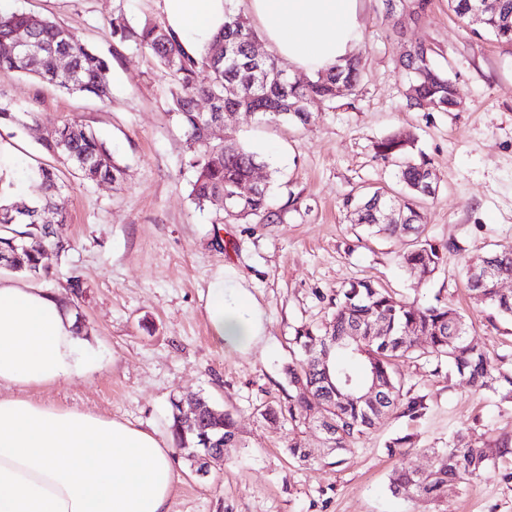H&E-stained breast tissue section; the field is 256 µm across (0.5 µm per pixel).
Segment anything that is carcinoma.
<instances>
[{"label": "carcinoma", "instance_id": "carcinoma-1", "mask_svg": "<svg viewBox=\"0 0 512 512\" xmlns=\"http://www.w3.org/2000/svg\"><path fill=\"white\" fill-rule=\"evenodd\" d=\"M484 0H448L449 9L465 24L472 23ZM491 8L481 12L478 28L503 44H512V0H490ZM393 16L421 18L430 0H385ZM112 37L132 41L147 50L159 66L170 75L172 110L185 130L189 148L186 167L192 172L189 197L203 209L228 197L236 220L257 218L268 221L273 212L268 207L266 186L242 200L233 197L237 186L259 164L257 154L234 137L227 141L209 136L211 112H245L266 121L306 124L310 121L305 105L310 99L331 104L336 90L343 87L353 93L358 85L363 57L356 53L345 65L316 74L296 85L282 78V68L275 57L254 54L256 33L250 20L230 7L227 21L207 47L197 55L186 52L166 26L145 24L131 26L122 10L109 21ZM30 39L40 44V62L34 67L25 63L15 51V43ZM66 54L73 65L68 74L56 71V55ZM397 66L405 74L408 86L414 87L413 100H425L439 112L451 111L458 99L456 84L448 71L437 64L434 50L423 43L410 46L399 57ZM112 63L91 50L73 33L50 19L34 13H0V69L31 74L40 81L69 93L91 95L105 103L111 97ZM208 72L205 82L198 73ZM210 103L209 111L199 110V102ZM38 123L39 113L31 109H14L0 104V127ZM44 150L60 159L74 176L87 184L102 179L120 181L124 169L113 160L104 140L75 118L53 125L52 135L42 140ZM412 137L399 132L376 145V154L396 163V178L401 186L395 196L376 189L349 195L343 207L353 224H360L369 234L384 237H409L410 249L399 256L402 267L421 279L440 270L448 254L458 250L454 242L436 244L423 237L420 205L435 196L438 178L424 156H415ZM37 175L46 191L44 202H32V210L19 213L16 204H0V247L18 245L10 270L42 278L48 275L43 251L56 254L67 246L47 233L46 225L63 224L69 215L65 185L51 169L38 167ZM396 208L392 223L382 213ZM40 238L39 247H21L23 237ZM512 279V245L497 248L474 259L466 271V288L478 304L491 310L490 319H512V291L505 294L498 284ZM332 312L321 324H304L295 330L293 343L297 353L285 367L288 383L295 394L288 404H267L259 409L266 421L277 423L287 431L286 452L299 466L322 467L344 462L343 453L351 445L374 432L382 420L398 415L410 422L421 420L429 406L423 395L403 393L399 363L415 358L435 364V371L447 365L467 385L506 399L512 394V370L490 369L488 354L471 345L464 317L448 302L430 305L409 303L396 298L387 289L368 281L352 282L336 291L329 301ZM426 344L418 345L420 337ZM359 384L376 380L380 390L377 401H361L345 389L344 377ZM203 409L193 426L185 425L171 409L170 432L177 449L184 452L189 467L199 469V459L220 455V449L243 448L244 440L234 416L226 411L215 415ZM315 429L328 439V452L318 453L304 446V434ZM413 435L390 439L387 454L403 457L413 447ZM435 464L429 470L404 465L389 479V489L437 501L452 490L465 488L467 481L483 470L493 458L488 444L470 434L457 432L448 447L433 449Z\"/></svg>", "mask_w": 512, "mask_h": 512}]
</instances>
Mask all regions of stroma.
<instances>
[{"instance_id": "stroma-1", "label": "stroma", "mask_w": 512, "mask_h": 512, "mask_svg": "<svg viewBox=\"0 0 512 512\" xmlns=\"http://www.w3.org/2000/svg\"><path fill=\"white\" fill-rule=\"evenodd\" d=\"M8 9L42 14L111 59L112 97L103 104L0 70V102L34 105L42 125L79 119L125 170L117 184L66 180L69 220L54 230L70 249L46 257L54 277L35 285L64 301L95 366L33 391L34 399L163 437L170 434L171 399L200 394L232 412L244 447L231 449L223 467L204 480L180 462L170 512H512V453L496 455L465 490L436 503L390 493L400 461L384 450L389 437L412 434L409 459L423 470L433 464V449L447 447L455 432L489 443L512 438V402L424 362L411 359L399 370L405 389L425 396V418L384 420L338 466L290 464L285 429L259 415L263 405L287 403L294 391L284 367L296 350L295 328L324 321L330 297L353 281L375 282L421 305L452 300L491 367L512 368V323H488L464 278L478 255L512 244V46L472 33L447 0H431L426 18L407 22L401 34L383 0H363L365 69L356 94L330 106L308 103L312 119L305 125L242 113L234 118L242 141L265 145L262 180L277 217L227 221L218 206L200 209L189 198L187 141L171 109L170 77L149 53L110 33L116 10L136 27L164 23L162 0H10ZM415 42L435 48L458 86L460 107L407 106L396 60ZM42 125L0 130L22 145L13 168L32 195L38 187L28 180L31 168L55 163L41 146ZM399 131L413 135L438 177L437 192L422 209L427 238L460 245L425 280L397 261L407 239L371 237L342 208L350 193L380 186L398 192L395 166L376 158L375 146ZM227 267L243 276L264 316V335L246 356L215 342L206 317L208 283ZM71 276L80 279L79 291L69 288Z\"/></svg>"}]
</instances>
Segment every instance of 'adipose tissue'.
<instances>
[{"instance_id":"obj_1","label":"adipose tissue","mask_w":512,"mask_h":512,"mask_svg":"<svg viewBox=\"0 0 512 512\" xmlns=\"http://www.w3.org/2000/svg\"><path fill=\"white\" fill-rule=\"evenodd\" d=\"M228 0H163L187 52L206 46ZM266 46L313 74L344 64L362 42L361 0H247ZM216 342L247 353L262 312L237 272L208 285ZM90 366L56 293L0 278V512H170L178 460L168 440L130 423L29 397Z\"/></svg>"}]
</instances>
